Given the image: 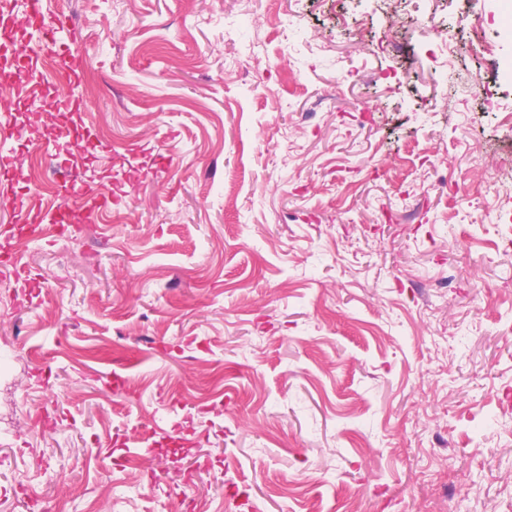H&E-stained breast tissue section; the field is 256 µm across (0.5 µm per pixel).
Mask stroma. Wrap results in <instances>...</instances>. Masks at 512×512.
I'll use <instances>...</instances> for the list:
<instances>
[{"label": "stroma", "instance_id": "obj_1", "mask_svg": "<svg viewBox=\"0 0 512 512\" xmlns=\"http://www.w3.org/2000/svg\"><path fill=\"white\" fill-rule=\"evenodd\" d=\"M68 7L86 109L0 144L112 203L12 240L0 512H512V0Z\"/></svg>", "mask_w": 512, "mask_h": 512}]
</instances>
